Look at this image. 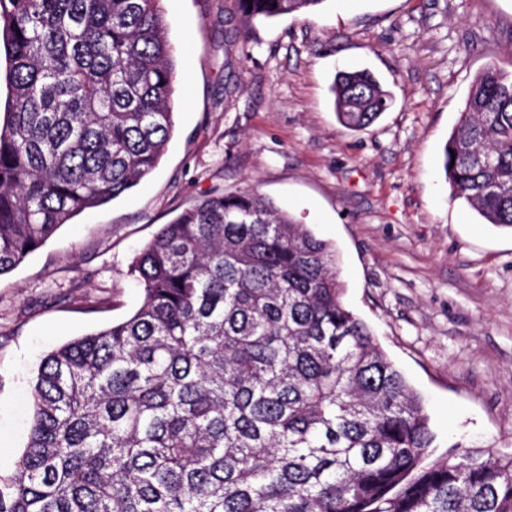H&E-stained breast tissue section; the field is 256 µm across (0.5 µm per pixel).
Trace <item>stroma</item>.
<instances>
[{
    "mask_svg": "<svg viewBox=\"0 0 512 512\" xmlns=\"http://www.w3.org/2000/svg\"><path fill=\"white\" fill-rule=\"evenodd\" d=\"M175 131L157 168L0 277V477L27 441L43 356L130 316L135 254L206 195L252 191L328 241L343 301L422 395L449 446L512 453V230L452 200L443 147L490 62L512 72V0H325L245 27L237 0H161ZM393 95L336 118V73Z\"/></svg>",
    "mask_w": 512,
    "mask_h": 512,
    "instance_id": "1",
    "label": "stroma"
}]
</instances>
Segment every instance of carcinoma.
<instances>
[{
  "instance_id": "1",
  "label": "carcinoma",
  "mask_w": 512,
  "mask_h": 512,
  "mask_svg": "<svg viewBox=\"0 0 512 512\" xmlns=\"http://www.w3.org/2000/svg\"><path fill=\"white\" fill-rule=\"evenodd\" d=\"M326 0H238L248 22ZM0 276L158 166L175 64L160 0H0ZM358 131L392 103L331 85ZM452 197L512 229V73L489 62L444 146ZM129 318L41 361L0 512H512V454L434 457L425 404L342 301L336 252L268 199L211 194L135 256Z\"/></svg>"
}]
</instances>
